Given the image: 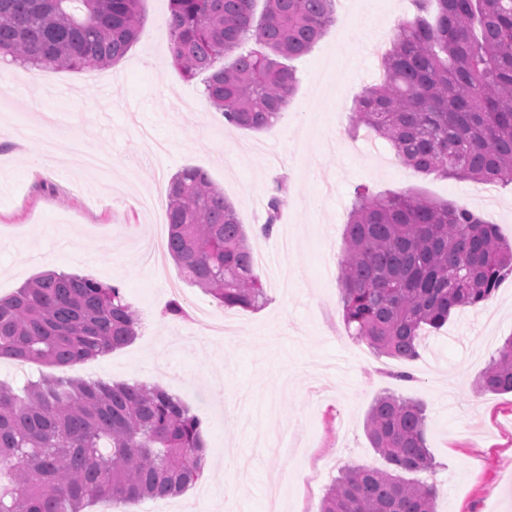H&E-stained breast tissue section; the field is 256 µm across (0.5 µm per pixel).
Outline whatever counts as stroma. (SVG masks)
Masks as SVG:
<instances>
[{
	"instance_id": "obj_1",
	"label": "stroma",
	"mask_w": 512,
	"mask_h": 512,
	"mask_svg": "<svg viewBox=\"0 0 512 512\" xmlns=\"http://www.w3.org/2000/svg\"><path fill=\"white\" fill-rule=\"evenodd\" d=\"M167 0H143L144 32L117 65L41 73L0 60V296L43 270L119 285L135 312V339L68 366L0 359V382L19 389L43 377L138 383L178 397L203 421L210 466L183 494L146 498L136 512H316L342 467L386 468L364 431L374 401L392 394L425 407L435 458L436 512H512V394L481 391L480 374L512 335V277L494 298L456 309L440 330H423L419 359L359 353L341 315L339 262L355 187L414 192L482 211L491 206L512 239V184L486 204L476 183L424 175L398 161L383 138L352 131L361 92L353 75L376 70L407 0H336V21L314 48L292 60L296 89L278 120L259 132L225 124L201 79L171 63ZM56 111L72 135L64 157L33 167L41 127ZM111 156L108 178L86 179L85 156ZM185 167L207 173L233 203L254 250L275 255L282 233L296 246L292 286L260 268L267 300L227 309L188 284L171 256L165 280L142 260L146 239L168 236L167 202L141 209L152 187ZM288 179L278 230L259 237L275 177ZM328 197H321L323 184ZM179 301L182 316L168 315ZM223 316L227 338L210 336L202 310ZM411 380H402V373ZM308 449L305 468L261 452L256 435Z\"/></svg>"
}]
</instances>
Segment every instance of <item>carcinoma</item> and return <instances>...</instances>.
<instances>
[{"instance_id":"carcinoma-1","label":"carcinoma","mask_w":512,"mask_h":512,"mask_svg":"<svg viewBox=\"0 0 512 512\" xmlns=\"http://www.w3.org/2000/svg\"><path fill=\"white\" fill-rule=\"evenodd\" d=\"M143 0H0V57L44 72L111 67L143 31ZM173 65L203 77L232 126H271L296 88L286 64L334 21L335 0H167ZM361 92L353 128L387 140L425 175L512 182V0H414ZM286 182L269 189L270 235ZM167 249L186 281L226 308L266 302L244 224L201 169L168 187ZM340 264L342 316L356 339L397 360L420 356V332L478 306L512 276V243L469 208L413 192L355 189ZM137 319L122 288L45 271L0 298V359L63 366L121 348ZM479 387L512 393V337ZM365 432L392 470L348 466L318 512H435L426 417L383 395ZM202 421L158 387L44 378L18 394L0 384V512H83L91 499L130 503L184 491L201 473Z\"/></svg>"}]
</instances>
